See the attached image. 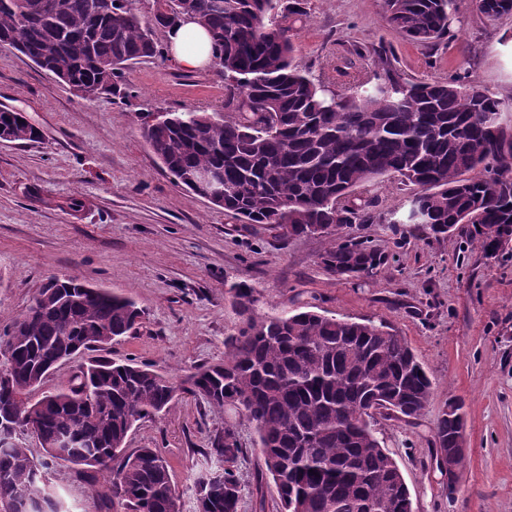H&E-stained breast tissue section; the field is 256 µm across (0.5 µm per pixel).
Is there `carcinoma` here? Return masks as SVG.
<instances>
[{
	"label": "carcinoma",
	"mask_w": 512,
	"mask_h": 512,
	"mask_svg": "<svg viewBox=\"0 0 512 512\" xmlns=\"http://www.w3.org/2000/svg\"><path fill=\"white\" fill-rule=\"evenodd\" d=\"M0 0V43L20 52L62 82L87 92H111L128 65L157 53L155 28L179 24L184 0L146 20L132 0ZM456 0H385L388 20L422 46L448 36ZM210 37L225 106L217 113L167 112L141 117L147 144L173 180L187 189L198 169L224 174L221 208L243 224H271L290 236H313L322 224H368L369 204L348 205L354 191L392 176L416 191L392 224H413L436 240L448 228L472 226L485 253L512 228V125L495 132L487 113L512 111V99L456 79L403 80L392 70L349 96L326 89L297 60L294 24L306 15L301 0H190ZM481 13H512V0H476ZM24 144L43 139L22 112L0 109V138ZM328 247L320 263L341 277L374 275L386 257L356 237ZM242 326L224 341V361L200 365L179 380L134 363L92 359L67 386L34 401L31 389L57 368L59 357L128 335L142 311L129 298L73 279L49 278L37 309L12 321L0 349L14 395L0 398V416L35 435L45 458L24 444L0 443V508L65 512L50 466H75L99 492L127 512H180L168 465L152 448L126 451L138 420L167 411L177 393L198 396L217 410L236 402L257 433L258 483L272 485L280 512H412L405 479L372 428L375 415L397 412L416 420L431 396L427 374L404 337L384 322L352 321L305 310L255 314L257 298L236 288ZM460 402L442 412L433 437L435 457L462 467L457 438ZM242 452L231 427L215 435L208 454L222 465L195 481L197 512H239L242 487L224 464Z\"/></svg>",
	"instance_id": "obj_1"
}]
</instances>
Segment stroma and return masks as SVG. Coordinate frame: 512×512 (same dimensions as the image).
Returning a JSON list of instances; mask_svg holds the SVG:
<instances>
[{
	"instance_id": "1",
	"label": "stroma",
	"mask_w": 512,
	"mask_h": 512,
	"mask_svg": "<svg viewBox=\"0 0 512 512\" xmlns=\"http://www.w3.org/2000/svg\"><path fill=\"white\" fill-rule=\"evenodd\" d=\"M294 36L297 56L340 95L376 82L388 59L405 80L465 76L512 97V15L495 20L474 0H457L452 35L422 47L399 36L384 0H304ZM213 66L186 70L167 56L124 70L114 94L88 95L0 47V105L26 113L39 143H0V331L33 305L50 276H70L136 301L135 331L98 350L101 359L135 360L179 376L224 357L241 316L233 285L255 288L257 313L291 314L313 305L356 321L386 322L404 336L432 381L413 422L378 417L375 428L408 486L413 512H512V246L485 254L461 225L445 241L389 218L407 187L383 178L358 188L373 219L344 236L365 237L385 253L375 275L346 278L320 263L318 237L281 238L268 224H242L178 186L140 135V114L217 112L233 119ZM75 200L84 208L72 209ZM464 402L466 464L456 493L432 460L436 424L449 401ZM233 427L242 453L231 468L243 491L239 512H277L272 488L257 492L261 461L253 426L233 407L216 410L184 395L170 411L138 421L128 451L154 448L180 493V512H196L194 481L211 461L209 439ZM56 470L67 512L104 510L105 484Z\"/></svg>"
}]
</instances>
